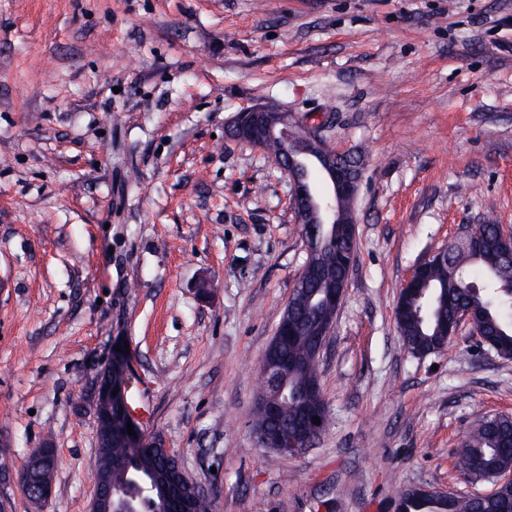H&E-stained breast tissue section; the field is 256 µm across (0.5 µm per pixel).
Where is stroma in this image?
Here are the masks:
<instances>
[{"label": "stroma", "instance_id": "obj_1", "mask_svg": "<svg viewBox=\"0 0 512 512\" xmlns=\"http://www.w3.org/2000/svg\"><path fill=\"white\" fill-rule=\"evenodd\" d=\"M258 103L362 159L357 253L320 362L327 426L252 434L259 364L307 247L286 174L226 138ZM462 224L512 230V0H0V500L80 512L114 341L218 512H397L396 485L490 493L455 467L512 416V359L462 323L419 358L394 321ZM208 290H201V283ZM52 446L51 497L18 481Z\"/></svg>", "mask_w": 512, "mask_h": 512}]
</instances>
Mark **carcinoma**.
<instances>
[{
  "label": "carcinoma",
  "instance_id": "1",
  "mask_svg": "<svg viewBox=\"0 0 512 512\" xmlns=\"http://www.w3.org/2000/svg\"><path fill=\"white\" fill-rule=\"evenodd\" d=\"M447 258L431 266L428 281L430 296L414 300L399 324L398 332L406 350L422 353L439 345L436 326L453 318L455 311L472 295L469 285L479 282L478 298L484 307L479 331L491 341V349L512 356V266L502 258L499 225L482 224L477 240H452L445 247ZM341 271L326 261L320 275L303 285V293L288 311V318L299 322L298 336L289 343V352L297 366L288 369V403L282 408L283 419L292 424L307 406L305 396L311 384L320 385L318 365L313 359L312 326L319 318L331 314L324 288L336 280ZM179 465L178 457L165 447L148 446L134 453L126 448L117 434L112 445L97 449L91 467L97 481L112 483L115 508L137 498L140 512H160L166 486ZM457 467L469 479H487V475L512 470V418H492L478 427L459 454ZM401 512H498L501 501L512 502V488L502 486L493 501H479L471 496H454L448 503L420 494L407 486L395 490Z\"/></svg>",
  "mask_w": 512,
  "mask_h": 512
}]
</instances>
